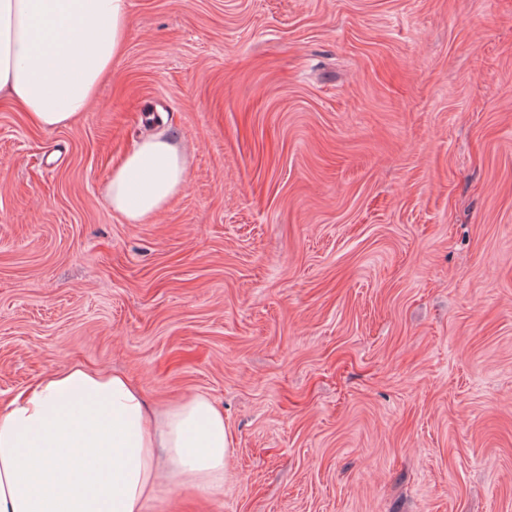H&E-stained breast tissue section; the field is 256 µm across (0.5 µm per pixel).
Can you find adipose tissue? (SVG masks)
<instances>
[{"instance_id": "obj_1", "label": "adipose tissue", "mask_w": 512, "mask_h": 512, "mask_svg": "<svg viewBox=\"0 0 512 512\" xmlns=\"http://www.w3.org/2000/svg\"><path fill=\"white\" fill-rule=\"evenodd\" d=\"M129 0H0V92L37 126L71 124L123 52ZM186 181L155 137L113 167L106 196L131 224ZM231 433L201 394L149 406L126 376L69 364L0 402V512H145L161 487L218 495Z\"/></svg>"}]
</instances>
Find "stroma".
Here are the masks:
<instances>
[{"label":"stroma","mask_w":512,"mask_h":512,"mask_svg":"<svg viewBox=\"0 0 512 512\" xmlns=\"http://www.w3.org/2000/svg\"><path fill=\"white\" fill-rule=\"evenodd\" d=\"M86 112L0 98V399L68 363L224 411L148 512H512V0H129ZM187 180L109 206L143 138ZM178 146L168 138L141 142L112 168L106 196L112 211L130 224L161 213L186 182Z\"/></svg>","instance_id":"35a3bbf8"}]
</instances>
